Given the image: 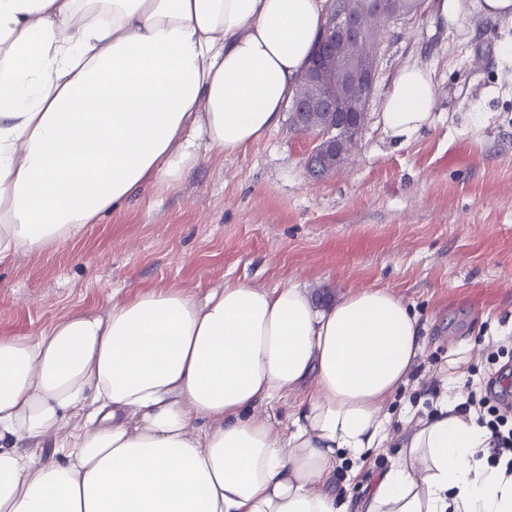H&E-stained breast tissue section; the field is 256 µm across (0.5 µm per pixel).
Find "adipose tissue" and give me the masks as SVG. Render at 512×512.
Wrapping results in <instances>:
<instances>
[{
  "mask_svg": "<svg viewBox=\"0 0 512 512\" xmlns=\"http://www.w3.org/2000/svg\"><path fill=\"white\" fill-rule=\"evenodd\" d=\"M325 0H0V266L78 239L144 184L276 128ZM435 84L395 76L393 139L433 122ZM425 346L364 287L146 289L39 336H0V512H512L490 433L440 399L359 498L336 468L390 439ZM298 400L289 427L276 405ZM82 420V428L67 424ZM57 438L62 462L32 449Z\"/></svg>",
  "mask_w": 512,
  "mask_h": 512,
  "instance_id": "obj_1",
  "label": "adipose tissue"
}]
</instances>
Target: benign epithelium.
Segmentation results:
<instances>
[{
  "instance_id": "7a95c632",
  "label": "benign epithelium",
  "mask_w": 512,
  "mask_h": 512,
  "mask_svg": "<svg viewBox=\"0 0 512 512\" xmlns=\"http://www.w3.org/2000/svg\"><path fill=\"white\" fill-rule=\"evenodd\" d=\"M375 46L362 16L340 0L331 5L311 63L299 76L307 93L291 107L293 128L310 139L306 166L313 177L340 168L359 140L376 81Z\"/></svg>"
}]
</instances>
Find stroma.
Returning <instances> with one entry per match:
<instances>
[{
    "label": "stroma",
    "mask_w": 512,
    "mask_h": 512,
    "mask_svg": "<svg viewBox=\"0 0 512 512\" xmlns=\"http://www.w3.org/2000/svg\"><path fill=\"white\" fill-rule=\"evenodd\" d=\"M465 4L444 20L424 0L418 15L382 23L364 129L336 172L311 179L309 142L283 122L243 153L211 155L177 186L146 184L80 239L0 267V336L104 310L116 290L201 296L227 281L300 283L328 303L345 286H374L406 302L426 338L391 404L394 437L410 416L433 412L440 371L462 353L458 402L493 380L512 406V62L498 52L512 24ZM413 63L435 83V121L401 143L379 114ZM397 454L392 445L358 470L342 464L336 482L361 496Z\"/></svg>",
    "instance_id": "35a3bbf8"
}]
</instances>
